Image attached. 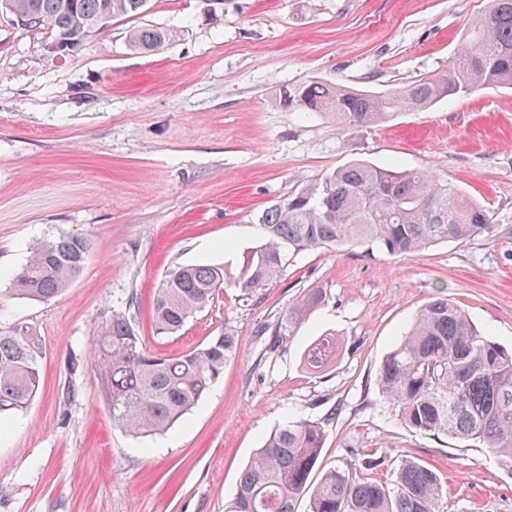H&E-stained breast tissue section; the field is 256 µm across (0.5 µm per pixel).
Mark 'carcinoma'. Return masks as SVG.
<instances>
[{"mask_svg":"<svg viewBox=\"0 0 512 512\" xmlns=\"http://www.w3.org/2000/svg\"><path fill=\"white\" fill-rule=\"evenodd\" d=\"M147 0H10L12 13L34 18L51 38L69 35L100 11L112 17L141 13ZM171 33L138 28L132 48L151 51ZM512 89V0L489 6L448 67L384 93L340 82L314 81L286 90L288 109L317 114L341 130L380 126L406 111L426 110L445 98L487 88ZM265 243L235 275L224 266L190 264L165 275L153 298L154 326L161 337L179 333L223 288L248 296L283 272L288 261L319 248L353 251L376 247L390 256L417 253L448 241L489 236L494 224L484 206L424 169L382 168L355 161L304 183L258 216ZM90 243L58 230L33 246L27 261L10 274L17 296L47 302L80 274ZM323 301L320 289L304 291L288 307L292 327ZM92 363L112 411L113 427L131 435L168 431L188 414L238 352L224 331L175 356L151 354L126 312L115 310L96 328ZM42 342L27 325L0 333V420L23 412L41 382ZM336 355L328 339L304 356L311 369ZM379 390L405 425L429 435L477 441L512 467V350L480 330L461 306L439 297L422 305L404 337L383 357ZM325 429L297 418L270 433L240 476L226 512H438V474L410 459L392 463L393 479L377 482L341 461L321 472Z\"/></svg>","mask_w":512,"mask_h":512,"instance_id":"1","label":"carcinoma"}]
</instances>
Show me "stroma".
<instances>
[{"instance_id": "stroma-1", "label": "stroma", "mask_w": 512, "mask_h": 512, "mask_svg": "<svg viewBox=\"0 0 512 512\" xmlns=\"http://www.w3.org/2000/svg\"><path fill=\"white\" fill-rule=\"evenodd\" d=\"M486 7L224 0L215 22L202 0H148L69 54L0 10V271L60 228L91 242L51 301L11 296L0 280V332L25 324L43 343L37 395L0 423V512H225L241 470L293 417L324 426L321 466L411 459L440 475L439 512H512V468L478 443L410 429L377 384L383 356L438 296L512 346V89L344 132L278 100L310 81L388 91L436 73ZM139 27L173 37L139 52L128 42ZM353 160L432 169L489 208L492 236L397 257L307 251L251 299L223 289L178 335H156L152 297L170 269L238 274L263 243L258 213ZM310 288L321 305L288 328L289 305ZM116 310L158 354L225 330L238 338L223 375L165 435L112 426L88 355ZM322 336L336 356L313 371L304 353Z\"/></svg>"}]
</instances>
